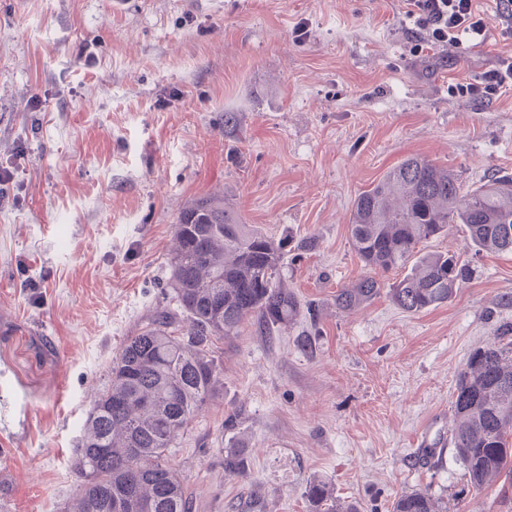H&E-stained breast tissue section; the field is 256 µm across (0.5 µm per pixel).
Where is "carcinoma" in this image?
<instances>
[{
  "label": "carcinoma",
  "instance_id": "carcinoma-1",
  "mask_svg": "<svg viewBox=\"0 0 512 512\" xmlns=\"http://www.w3.org/2000/svg\"><path fill=\"white\" fill-rule=\"evenodd\" d=\"M465 226L476 250L512 252V177L466 189L458 174L418 156L390 169L357 195L350 240L366 274L336 290L340 311H353L386 291L405 312L448 302L469 265L448 253H419L418 245ZM170 284L177 309L156 310L111 359L107 384L85 419L71 471L79 481L66 512H188L181 482L168 463L171 448L192 419L224 387L213 341L251 320L260 333L280 336L295 324L301 304L283 276L288 245L244 223L221 196L193 200L177 216ZM407 270L389 284L380 276ZM508 381L502 386L491 374ZM451 443L476 490L512 480V339L474 350L459 371L452 401ZM224 468L245 474L247 449L230 442ZM312 512H336L330 487L310 481ZM393 512H440L426 492L400 495Z\"/></svg>",
  "mask_w": 512,
  "mask_h": 512
}]
</instances>
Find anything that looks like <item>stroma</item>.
I'll list each match as a JSON object with an SVG mask.
<instances>
[{
  "label": "stroma",
  "mask_w": 512,
  "mask_h": 512,
  "mask_svg": "<svg viewBox=\"0 0 512 512\" xmlns=\"http://www.w3.org/2000/svg\"><path fill=\"white\" fill-rule=\"evenodd\" d=\"M476 6L483 45L416 55L401 0H0V512H64L77 493L70 459L109 363L172 307L177 216L214 193L315 247L283 258L304 307L288 334L247 321L215 342L224 390L168 456L189 512L258 494L311 512L314 479L354 512L411 491L512 512L500 485H468L450 443L458 372L512 330V253H475L456 224L420 246L469 263L447 303L332 301L365 273L353 202L403 159L467 187L512 177V88L485 104L448 90L512 55L497 0ZM232 437L243 477L224 469Z\"/></svg>",
  "instance_id": "1"
}]
</instances>
